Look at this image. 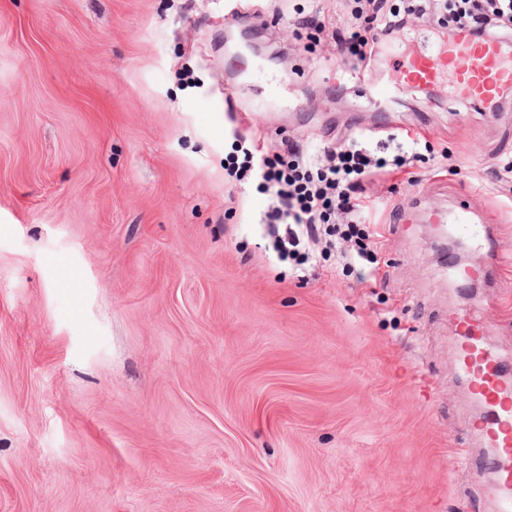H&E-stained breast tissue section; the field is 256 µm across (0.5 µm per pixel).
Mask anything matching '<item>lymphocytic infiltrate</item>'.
<instances>
[{
    "label": "lymphocytic infiltrate",
    "instance_id": "obj_1",
    "mask_svg": "<svg viewBox=\"0 0 512 512\" xmlns=\"http://www.w3.org/2000/svg\"><path fill=\"white\" fill-rule=\"evenodd\" d=\"M386 4L387 0H355L347 26L333 33L343 62L371 68L380 49L373 30L390 35L404 29V18L387 10ZM450 11L453 27L468 28L479 40L512 26V0H451ZM324 156V161H315L292 145L286 153L264 158L260 167L232 166L227 175L235 182L257 178L260 190L270 196L272 204L262 222L281 257L307 260L311 243L337 233L332 225L342 214L346 221L338 233L355 242L345 257L346 266L375 264L359 229L373 205L365 184L387 168L402 167L405 160L399 155L377 156L354 144L327 150Z\"/></svg>",
    "mask_w": 512,
    "mask_h": 512
}]
</instances>
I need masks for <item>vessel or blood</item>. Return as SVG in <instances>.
I'll list each match as a JSON object with an SVG mask.
<instances>
[{
    "mask_svg": "<svg viewBox=\"0 0 512 512\" xmlns=\"http://www.w3.org/2000/svg\"><path fill=\"white\" fill-rule=\"evenodd\" d=\"M454 76L465 97L486 103L502 88L512 85V41H476L466 30L453 32L447 40L407 57L394 85L375 88L383 100L433 84L443 73ZM474 392L490 407L480 428L492 442V464L500 474L497 512H512V383L502 379L497 361L490 354L464 360Z\"/></svg>",
    "mask_w": 512,
    "mask_h": 512,
    "instance_id": "vessel-or-blood-1",
    "label": "vessel or blood"
}]
</instances>
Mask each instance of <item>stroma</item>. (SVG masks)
<instances>
[{
  "label": "stroma",
  "instance_id": "1",
  "mask_svg": "<svg viewBox=\"0 0 512 512\" xmlns=\"http://www.w3.org/2000/svg\"><path fill=\"white\" fill-rule=\"evenodd\" d=\"M347 3L0 0V512H494L459 330L512 365V122L445 82L381 109L400 57L345 80ZM363 128L406 158L377 264L295 272L224 157ZM458 203L466 280L427 222Z\"/></svg>",
  "mask_w": 512,
  "mask_h": 512
}]
</instances>
